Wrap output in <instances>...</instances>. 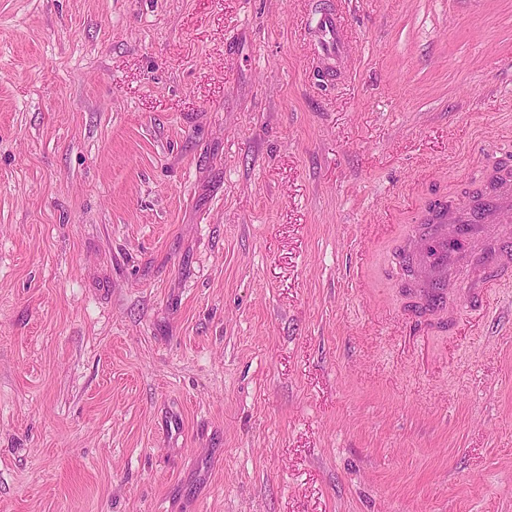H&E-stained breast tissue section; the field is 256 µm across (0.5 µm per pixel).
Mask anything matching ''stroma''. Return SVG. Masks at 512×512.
<instances>
[{"label":"stroma","mask_w":512,"mask_h":512,"mask_svg":"<svg viewBox=\"0 0 512 512\" xmlns=\"http://www.w3.org/2000/svg\"><path fill=\"white\" fill-rule=\"evenodd\" d=\"M309 2L0 0V512H512V274L394 258L512 164V0H345L323 84ZM421 285L418 288L410 289L411 294H414L418 298V304L420 306L421 317L426 322L433 321L439 313L441 302L435 300L436 295L443 296L446 294L445 288H422Z\"/></svg>","instance_id":"obj_1"}]
</instances>
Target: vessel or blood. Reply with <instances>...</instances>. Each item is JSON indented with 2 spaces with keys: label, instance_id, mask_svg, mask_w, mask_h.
<instances>
[{
  "label": "vessel or blood",
  "instance_id": "obj_1",
  "mask_svg": "<svg viewBox=\"0 0 512 512\" xmlns=\"http://www.w3.org/2000/svg\"><path fill=\"white\" fill-rule=\"evenodd\" d=\"M303 24L318 63L331 66L349 55L351 44L339 10L316 5L306 14ZM488 222L512 223V167L491 166L476 184L475 194L466 206L439 203L422 209L415 220L421 245L415 250L410 243H403L400 254L415 257L428 266L446 268L465 252L476 236L481 235ZM485 266L488 275L473 281L467 290L469 297L486 295L495 285V273L512 270V254L505 251L491 253L485 259ZM413 294L422 318L433 321L440 308L436 289L418 287Z\"/></svg>",
  "mask_w": 512,
  "mask_h": 512
}]
</instances>
